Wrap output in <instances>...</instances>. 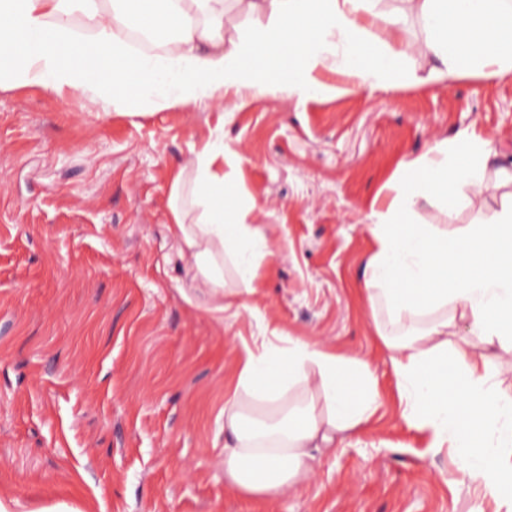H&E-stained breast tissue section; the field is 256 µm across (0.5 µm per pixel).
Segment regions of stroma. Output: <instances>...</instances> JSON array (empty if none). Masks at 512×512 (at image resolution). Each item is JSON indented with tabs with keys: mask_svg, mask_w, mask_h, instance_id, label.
Returning a JSON list of instances; mask_svg holds the SVG:
<instances>
[{
	"mask_svg": "<svg viewBox=\"0 0 512 512\" xmlns=\"http://www.w3.org/2000/svg\"><path fill=\"white\" fill-rule=\"evenodd\" d=\"M409 81L235 111L118 114L0 90V499L22 512H479L447 452L401 417L362 293L365 217L398 164L473 126L512 160V74ZM223 136L277 250L251 310L211 312L167 224L169 173ZM366 361L382 405L258 504L224 485V397L273 330Z\"/></svg>",
	"mask_w": 512,
	"mask_h": 512,
	"instance_id": "stroma-1",
	"label": "stroma"
}]
</instances>
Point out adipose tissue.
<instances>
[{
  "mask_svg": "<svg viewBox=\"0 0 512 512\" xmlns=\"http://www.w3.org/2000/svg\"><path fill=\"white\" fill-rule=\"evenodd\" d=\"M376 0H0V89L36 85L77 93L123 114L173 105L230 103L284 93L317 99L339 92L388 90L408 79L410 47L400 15L382 17ZM426 36L417 47L429 79L512 72V0H405ZM265 15L266 24L224 38L228 11ZM173 37V49L132 54V33ZM344 78L323 81V72ZM193 170L170 178L169 231L192 287L218 312L230 309L224 265L232 263L248 294L273 245L249 217L258 207L239 180L243 160L223 137L202 140ZM494 139L459 129L401 162L371 202L375 249L362 281L365 301L385 308L375 331L389 352L409 428L429 450L448 451L492 512H512V390L493 367L495 351L512 355V194L480 202L489 171L512 187ZM477 216L453 230L419 224L420 203ZM408 324L393 336L388 324ZM466 335H458V326ZM314 380L299 404L294 388ZM279 418L251 416L255 401ZM380 406L378 378L354 356L285 333L242 345L236 383L224 402V483L253 501L300 483L315 453L339 433L368 423Z\"/></svg>",
  "mask_w": 512,
  "mask_h": 512,
  "instance_id": "ef3b65f1",
  "label": "adipose tissue"
}]
</instances>
